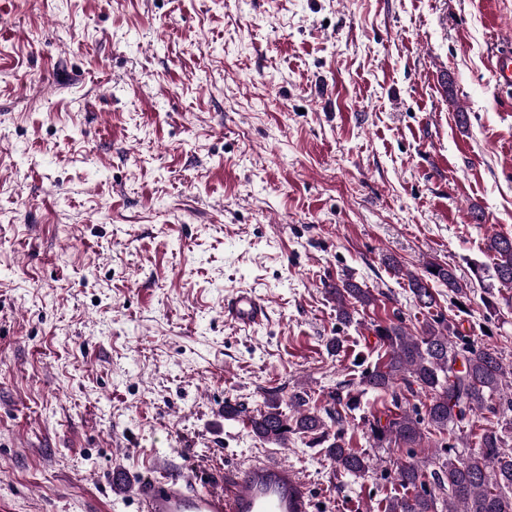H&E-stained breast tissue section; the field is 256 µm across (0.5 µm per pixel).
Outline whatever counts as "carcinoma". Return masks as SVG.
I'll list each match as a JSON object with an SVG mask.
<instances>
[{
	"label": "carcinoma",
	"instance_id": "obj_1",
	"mask_svg": "<svg viewBox=\"0 0 512 512\" xmlns=\"http://www.w3.org/2000/svg\"><path fill=\"white\" fill-rule=\"evenodd\" d=\"M486 251L490 254L494 278L504 288H512V237L496 234ZM383 263L395 274L407 278L408 288L422 309L438 308L437 286L464 298L467 286L455 270L438 262L428 263L423 273L404 271L394 257ZM336 300L337 318L345 324L354 320L357 307L377 301L368 288L351 278L328 285ZM373 335L387 348V357L361 373L360 382L374 392L390 394L395 410L385 417L363 419V434L373 448L396 447L406 459L396 462V478L414 493L394 498L387 512H512V451L505 433L490 423L477 435V450L466 452L441 440L427 456L422 443L448 427H461L481 411L493 415L512 410V365L506 366L494 349L458 341L460 335L444 317L436 313L420 329L411 333L403 319L372 324ZM424 394L427 402L405 408L409 397ZM498 403H493V400ZM290 407L281 409L277 399H269L262 409L247 416L251 432L259 440L279 448L288 447L293 435H304L314 445L325 447L336 469L351 475L370 471L365 454L349 447L345 435L351 412L357 409V395L351 384L340 383L330 395V407L319 412L307 407L296 394ZM335 427L330 432L329 427Z\"/></svg>",
	"mask_w": 512,
	"mask_h": 512
}]
</instances>
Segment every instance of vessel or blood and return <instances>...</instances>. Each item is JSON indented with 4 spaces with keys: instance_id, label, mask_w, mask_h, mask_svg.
Masks as SVG:
<instances>
[{
    "instance_id": "vessel-or-blood-1",
    "label": "vessel or blood",
    "mask_w": 512,
    "mask_h": 512,
    "mask_svg": "<svg viewBox=\"0 0 512 512\" xmlns=\"http://www.w3.org/2000/svg\"><path fill=\"white\" fill-rule=\"evenodd\" d=\"M494 73L500 87L512 90V49L499 53ZM224 313L242 326L260 324L265 306L252 293L224 302ZM139 512H314L312 492L299 471L272 456H260L224 473L223 488L210 478L173 472L136 483Z\"/></svg>"
}]
</instances>
